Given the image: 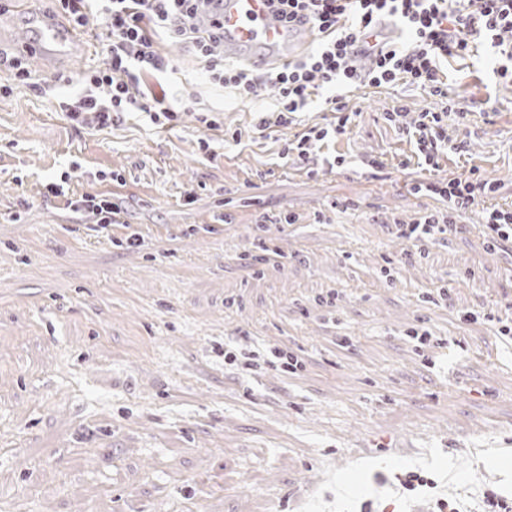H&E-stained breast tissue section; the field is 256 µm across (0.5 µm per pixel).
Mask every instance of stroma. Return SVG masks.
<instances>
[{"label": "stroma", "instance_id": "stroma-1", "mask_svg": "<svg viewBox=\"0 0 512 512\" xmlns=\"http://www.w3.org/2000/svg\"><path fill=\"white\" fill-rule=\"evenodd\" d=\"M0 2L7 54L29 30L26 3L63 17L57 0ZM84 34L72 55L28 59L31 82L0 70V512H426L435 489L409 495L396 476L434 480L448 462L465 512H481L485 489L512 494V464L474 454L512 448V338L488 318L512 306V252L488 244L478 208L420 250L390 232L448 205L413 193L429 173L385 114L441 101L403 82L362 87L346 133L303 161L285 150L333 123L326 91L261 132L276 88L243 101L167 43V97L192 103L177 124L127 112L78 131L59 109L68 88L34 85L100 64L101 29ZM494 66L448 62V94L468 111L448 136L466 147L441 173L479 170L500 185L493 205L512 207V82ZM75 163L74 193L122 198L139 247L44 199ZM287 213L296 223L258 221ZM261 240L271 253L255 270L244 258ZM441 287L448 303H430ZM329 293L333 311L316 303ZM413 327L439 346L416 349ZM228 343L304 367L242 372L224 363ZM354 465L365 486L339 497L322 473ZM264 363H267L270 367L280 368L286 372H296L298 369L303 367L302 361H300L294 355H288L287 352H284L280 349L269 350L268 353L263 355Z\"/></svg>", "mask_w": 512, "mask_h": 512}]
</instances>
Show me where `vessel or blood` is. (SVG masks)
I'll return each mask as SVG.
<instances>
[{
  "instance_id": "vessel-or-blood-1",
  "label": "vessel or blood",
  "mask_w": 512,
  "mask_h": 512,
  "mask_svg": "<svg viewBox=\"0 0 512 512\" xmlns=\"http://www.w3.org/2000/svg\"><path fill=\"white\" fill-rule=\"evenodd\" d=\"M34 20V37L19 45L27 55H63L83 43L78 30L52 16L38 13ZM224 52L254 66L285 64L295 56L288 28L268 0H224Z\"/></svg>"
}]
</instances>
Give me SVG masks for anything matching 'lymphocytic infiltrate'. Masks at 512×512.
Returning <instances> with one entry per match:
<instances>
[{
    "mask_svg": "<svg viewBox=\"0 0 512 512\" xmlns=\"http://www.w3.org/2000/svg\"><path fill=\"white\" fill-rule=\"evenodd\" d=\"M59 3L75 26L106 30L102 65L84 74L82 92L61 104L78 129L108 128L120 114L135 111L173 121L188 109V102L171 104L153 85L174 67L159 48L165 37L188 44L210 78L234 88L242 99L258 100L264 87H277L279 113L260 119L264 130L274 123L288 124L290 114L303 110L315 91L334 89L325 103L328 111L338 113L337 123L331 130L313 127L303 134L297 144L302 158L330 134L345 133L350 120L346 96L362 86L403 80L447 98L443 63L473 53L478 45L494 57L499 76H512V0H270L288 26L317 30V45L286 65L251 70L226 65L215 56L213 47L224 39V23H199L201 13L214 12L215 0ZM448 117L444 112L421 113L410 136L418 158L435 172L424 190L448 199L462 213L497 192L498 184L474 171L438 177L440 160L449 150Z\"/></svg>",
    "mask_w": 512,
    "mask_h": 512,
    "instance_id": "lymphocytic-infiltrate-1",
    "label": "lymphocytic infiltrate"
}]
</instances>
